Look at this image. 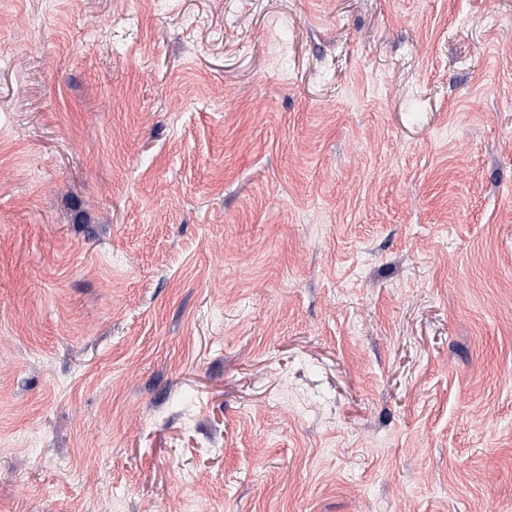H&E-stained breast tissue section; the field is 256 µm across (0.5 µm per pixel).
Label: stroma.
Instances as JSON below:
<instances>
[{
	"label": "stroma",
	"instance_id": "stroma-1",
	"mask_svg": "<svg viewBox=\"0 0 512 512\" xmlns=\"http://www.w3.org/2000/svg\"><path fill=\"white\" fill-rule=\"evenodd\" d=\"M0 512H512V0H0Z\"/></svg>",
	"mask_w": 512,
	"mask_h": 512
}]
</instances>
